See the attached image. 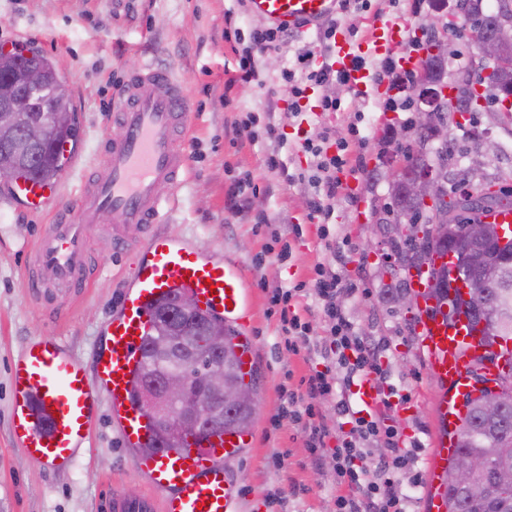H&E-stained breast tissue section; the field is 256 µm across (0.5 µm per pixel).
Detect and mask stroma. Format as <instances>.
I'll return each instance as SVG.
<instances>
[{"label": "stroma", "instance_id": "stroma-1", "mask_svg": "<svg viewBox=\"0 0 512 512\" xmlns=\"http://www.w3.org/2000/svg\"><path fill=\"white\" fill-rule=\"evenodd\" d=\"M361 13L337 12V33L358 48L370 31L391 22L405 29V50H412L420 24L453 7L456 0H366ZM241 36L262 27V18L248 13L239 0H0V47H24L50 58L64 80L77 116L73 157L67 160L62 194L76 191L86 176L104 162L100 144L116 133L108 110L116 83L146 65L170 68L184 78L192 102L188 155L181 183L164 188L172 205L159 232L190 238L205 254L223 251L225 260L243 271L251 292L250 334L261 369L256 388L259 412L254 418V443L231 462L240 493L241 512H334L338 489L331 468L312 464L300 428L284 423L273 428L272 417L283 399L278 388L305 394L301 380L314 360L307 350L292 352L279 335V317L270 310L268 293L311 279L314 266L334 260L336 272L352 284L344 305L356 329L382 341L381 365L387 374L393 426H407L400 446L413 457L402 474L414 491L408 512H427V458L435 431L434 385L426 373L418 341L408 325L409 311L395 299V281L386 267L367 255L368 242L391 253L375 211L389 203L387 179L372 180L383 155L393 151L395 128L413 119L411 110L392 98L389 79L376 81L366 93L354 95L342 85L330 87L341 101L338 111L321 114L314 107L322 92L309 90L305 101L309 123H322L350 141L362 168L344 170L330 229L340 248L331 257L320 238L318 218L309 214L313 184H288L267 171L273 150L263 138L236 132L235 117L254 114L264 119L269 89L277 87L295 52L316 48L319 36L309 29L289 37L279 49L258 59L259 80L227 88L238 73L239 55L224 40L225 25ZM276 121L287 141L278 150L288 169L310 170L311 156L301 149L298 118L279 101ZM448 134L460 149L448 168L449 181L471 174L483 192L498 193L512 186V115L502 112H462L448 118ZM492 140L496 154L480 152ZM250 178L246 209L231 213L225 207L229 185ZM60 210L40 213L0 209V512H101L113 490L134 495L144 480L132 468L133 452L123 446L107 405H99L87 443L75 467L58 472L29 458L9 434L10 367L32 339L56 336L82 363L92 364L105 340L104 326L119 305L126 286L131 253L116 248L111 227L100 228L92 241L98 276L90 294L57 322L29 300L25 269L28 246L45 224L60 219ZM298 224L300 237L291 238L292 254L282 259L271 253L272 235L281 225ZM283 453V464L272 457Z\"/></svg>", "mask_w": 512, "mask_h": 512}]
</instances>
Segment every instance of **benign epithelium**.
<instances>
[{"label":"benign epithelium","mask_w":512,"mask_h":512,"mask_svg":"<svg viewBox=\"0 0 512 512\" xmlns=\"http://www.w3.org/2000/svg\"><path fill=\"white\" fill-rule=\"evenodd\" d=\"M430 49L422 58L436 56L444 58L455 54V46L440 37H432ZM512 42V25L497 24L487 38L477 40L474 45L475 58L483 65V79L505 64L499 56V48ZM41 72L35 68L25 70L19 82L0 90V182L13 184L18 181L24 162L32 161L38 148L49 138L52 130L72 121L70 106L58 99H39L37 90L42 86ZM418 97L414 101V123L395 131L393 140L397 149L385 156V163L392 173V181L404 182L407 191L421 200L425 207L417 221L405 217L393 225L394 233L404 239L420 238L422 223L432 222V232L439 237L445 225L436 222L434 204L443 193V186L431 168L409 171L404 155V142L413 139L416 129H423L435 121V112L459 111V86L454 75L433 87L418 83ZM463 234L469 248L452 250L448 255L450 286L460 289L464 300L470 299L473 288L491 271H500L489 255L473 251V248L493 241L500 248L512 247L511 224H483L464 212ZM197 313L194 299L182 296L174 305L178 319ZM224 337L210 334L199 341L175 330L160 337L152 347V353L170 360L179 359L191 368L202 366L199 375L193 376L185 369L170 370L148 380L147 391L142 397L144 408L175 436L194 434L202 429L224 430V409L245 405L257 412L254 389L239 386L224 374L221 357ZM471 379L476 390L488 393L482 404V413L488 418L496 417L503 401L512 396V389L497 384L482 382L480 372L471 370ZM489 466V461L478 455L461 453L448 469L444 486L452 488L477 487L478 480Z\"/></svg>","instance_id":"benign-epithelium-1"}]
</instances>
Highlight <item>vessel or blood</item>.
<instances>
[{"mask_svg":"<svg viewBox=\"0 0 512 512\" xmlns=\"http://www.w3.org/2000/svg\"><path fill=\"white\" fill-rule=\"evenodd\" d=\"M247 5L251 14L272 26L300 32L334 17L339 2L247 0ZM372 42L376 49L398 54L403 65L414 61L396 24L375 28ZM355 59L347 43L337 44V68L350 72L356 88L368 87L370 75L356 67ZM112 119L122 136L104 139L105 164L67 200V220L47 225L37 237L27 276L31 299L63 320L68 304L81 298L93 281L91 242L97 227L108 224L117 231L135 224L143 235L125 244L135 255L127 288L105 327L106 343L92 367H85L55 336L31 340L14 359L10 435L28 457L58 471L70 470L89 436L100 399H107L122 443L140 451L134 469L150 490L137 496L113 491L103 512H240L237 482L227 464L250 446L251 434L197 435L183 447L157 450L149 418L133 398L144 367L141 342L153 329L152 308L178 292L192 295L203 311L235 330L241 372L248 380L256 373L248 323L252 306L240 267L225 261L223 252L204 254L189 239L153 230L170 203L160 186L178 184L186 171L181 143L190 124L182 79L162 66L134 71L113 99ZM58 194V183L20 180L9 200L36 210ZM416 333L438 390L429 469L440 477L454 452L448 433L464 412L473 361L486 358L492 376L501 361L467 320L449 327L427 302L418 308Z\"/></svg>","mask_w":512,"mask_h":512,"instance_id":"1","label":"vessel or blood"}]
</instances>
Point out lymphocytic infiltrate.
Returning a JSON list of instances; mask_svg holds the SVG:
<instances>
[{"label":"lymphocytic infiltrate","mask_w":512,"mask_h":512,"mask_svg":"<svg viewBox=\"0 0 512 512\" xmlns=\"http://www.w3.org/2000/svg\"><path fill=\"white\" fill-rule=\"evenodd\" d=\"M283 30L267 26L253 29L250 44L243 48L238 78L244 82L257 80L255 57L287 40ZM336 28L328 26L319 38L318 51H299L291 66L283 71L282 89L288 95V105L296 117H303L301 101L310 87L348 84V75L336 71ZM333 133L325 126H315L305 137L302 147L314 158L312 174L288 172L278 155H269L268 171L285 175L288 182L309 180L320 194L310 203L313 212L329 219L336 197L343 165L338 155L330 154ZM302 285L276 289L273 305L281 309L282 330L289 337L307 345L322 362L307 380L309 396L337 395L336 422L345 433L335 450L331 465L343 494L336 497V512H406L409 496L398 478L407 464L398 446V432L388 425L382 414L354 408L350 400L353 388L371 374L379 372L380 349L371 340L357 335L338 298L349 287L331 266L318 264L309 290L312 297L305 313L292 311L291 302L299 297ZM384 442L386 453L377 464H370L372 445Z\"/></svg>","instance_id":"lymphocytic-infiltrate-1"}]
</instances>
